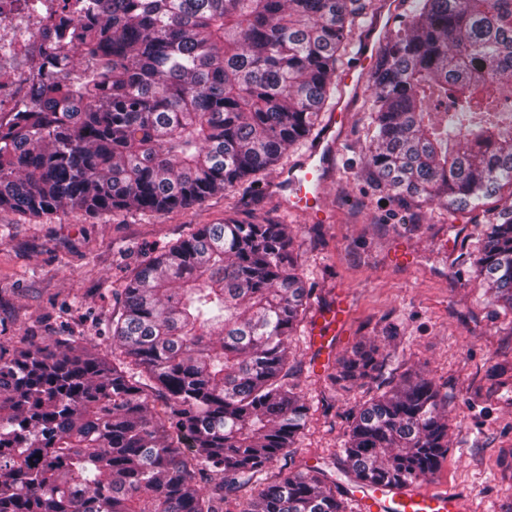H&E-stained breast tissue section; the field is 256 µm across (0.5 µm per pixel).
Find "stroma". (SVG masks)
Here are the masks:
<instances>
[{"label":"stroma","instance_id":"obj_1","mask_svg":"<svg viewBox=\"0 0 512 512\" xmlns=\"http://www.w3.org/2000/svg\"><path fill=\"white\" fill-rule=\"evenodd\" d=\"M372 94L366 84L356 97L344 161L325 191L331 221L317 232L302 217H283L276 198L261 193L275 177L271 171L239 189L232 205L218 195L187 210L148 214L70 210L34 218L0 209V353L59 336L111 350L112 291L146 254L195 224L284 219L315 286L310 312L343 294L350 315L343 335L327 347L306 332L295 338L288 381L314 415L278 467L292 473L318 465L345 488L350 476L340 446L347 412L385 380L420 368L448 396V453L427 486L465 492L469 512H512V312L475 279L480 225L410 216L386 189L357 177L366 133L362 106ZM401 243L413 252V264L393 262ZM72 295L83 297L92 319L65 308ZM368 340L379 348L380 370L356 382L323 381L327 366Z\"/></svg>","mask_w":512,"mask_h":512}]
</instances>
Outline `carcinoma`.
Segmentation results:
<instances>
[{"instance_id":"obj_1","label":"carcinoma","mask_w":512,"mask_h":512,"mask_svg":"<svg viewBox=\"0 0 512 512\" xmlns=\"http://www.w3.org/2000/svg\"><path fill=\"white\" fill-rule=\"evenodd\" d=\"M23 112L0 208L179 211L306 142L375 0H80ZM361 176L408 209L482 217L475 275L512 310V0H411L379 43ZM306 286L288 224H197L124 278L112 342L0 353V512H344L322 468L274 466L310 422L288 384ZM377 348L340 362L364 379ZM408 370L352 410L350 479L402 487L448 453Z\"/></svg>"}]
</instances>
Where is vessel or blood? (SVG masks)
I'll use <instances>...</instances> for the list:
<instances>
[{"mask_svg": "<svg viewBox=\"0 0 512 512\" xmlns=\"http://www.w3.org/2000/svg\"><path fill=\"white\" fill-rule=\"evenodd\" d=\"M379 29L375 23L363 30L353 62L339 78L343 92L314 146L271 184L282 209L289 214L315 223L327 220L323 193L337 166L339 143L355 95L376 62ZM349 312V305L342 297L321 308L314 319L313 338H321L323 331L332 326L344 329ZM350 493L358 498L362 512H466L464 495L451 491L360 484L351 486Z\"/></svg>", "mask_w": 512, "mask_h": 512, "instance_id": "1", "label": "vessel or blood"}]
</instances>
